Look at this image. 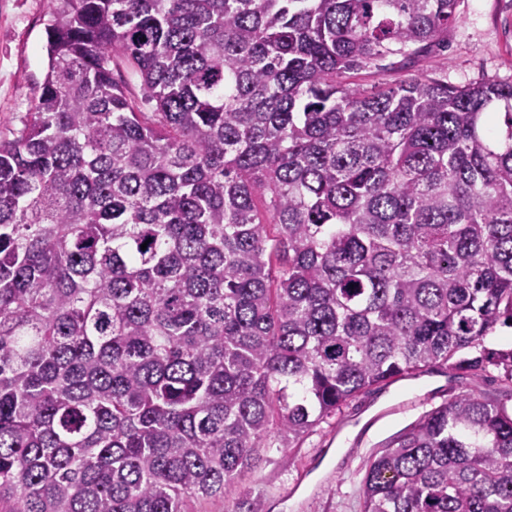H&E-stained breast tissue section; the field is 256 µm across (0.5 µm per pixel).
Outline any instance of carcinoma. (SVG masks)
<instances>
[{
    "mask_svg": "<svg viewBox=\"0 0 512 512\" xmlns=\"http://www.w3.org/2000/svg\"><path fill=\"white\" fill-rule=\"evenodd\" d=\"M456 5L61 0L0 138V512H265L263 450L360 393L512 378V83L339 81L426 56ZM362 496L512 512V412H425Z\"/></svg>",
    "mask_w": 512,
    "mask_h": 512,
    "instance_id": "cac0c4a2",
    "label": "carcinoma"
}]
</instances>
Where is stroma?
I'll use <instances>...</instances> for the list:
<instances>
[{"label": "stroma", "instance_id": "stroma-1", "mask_svg": "<svg viewBox=\"0 0 512 512\" xmlns=\"http://www.w3.org/2000/svg\"><path fill=\"white\" fill-rule=\"evenodd\" d=\"M457 19L428 58L381 71H354L352 86L392 85L427 71L455 86L512 83V0H459ZM48 0H0V136L10 137L30 112L47 69ZM462 395L512 411V379L438 369L359 394L288 452L270 449L242 485L271 512H362L359 493L371 458L424 412Z\"/></svg>", "mask_w": 512, "mask_h": 512}]
</instances>
